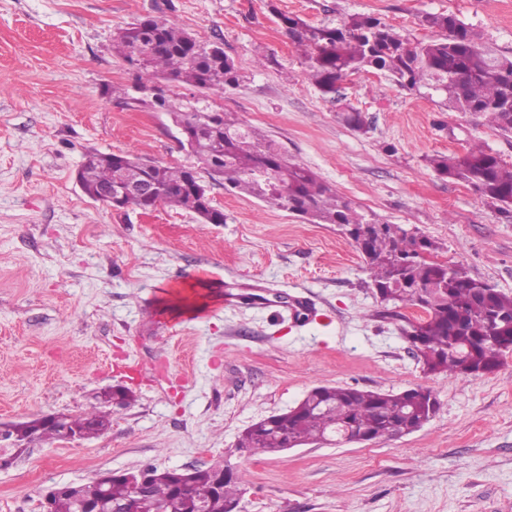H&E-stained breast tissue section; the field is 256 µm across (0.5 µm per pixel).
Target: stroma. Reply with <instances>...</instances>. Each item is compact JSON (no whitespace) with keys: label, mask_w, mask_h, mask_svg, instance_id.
<instances>
[{"label":"stroma","mask_w":512,"mask_h":512,"mask_svg":"<svg viewBox=\"0 0 512 512\" xmlns=\"http://www.w3.org/2000/svg\"><path fill=\"white\" fill-rule=\"evenodd\" d=\"M424 12L455 14L512 54V0H0V433L131 393L104 434L32 444L0 469V512H41L51 487L106 473L209 467L317 386H424L438 411L396 438L238 457L243 512H512V352L482 377L426 372L338 225L219 183L220 224L166 206L116 212L76 181L91 150L196 165L168 113L112 93L134 83L117 28L169 19L223 38L239 75L213 94L225 111L364 210L436 241L435 259L512 294V223L426 163L474 140L512 163V134L374 70L323 96L280 21L365 13L425 40ZM348 106L366 131L343 121ZM256 280L260 303L226 302V287ZM179 291L202 310L177 305ZM294 296L312 312L296 315Z\"/></svg>","instance_id":"35a3bbf8"}]
</instances>
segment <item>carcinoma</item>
Wrapping results in <instances>:
<instances>
[{
  "label": "carcinoma",
  "mask_w": 512,
  "mask_h": 512,
  "mask_svg": "<svg viewBox=\"0 0 512 512\" xmlns=\"http://www.w3.org/2000/svg\"><path fill=\"white\" fill-rule=\"evenodd\" d=\"M288 36L302 52L308 79L324 95H334L344 76L361 70L383 72L401 89L443 97L442 105L476 112L488 124L512 134V56L498 55L473 28L454 14L425 12L419 26L435 32L428 41L401 34L381 18L350 15L334 26H311L299 18L280 16ZM115 48L136 71L129 108L150 105L181 119L192 140L199 167H174L128 154L91 152L78 171L84 194L116 184L125 168L137 179L152 182L160 203L190 211L205 224L224 223L204 191L202 175L230 191L310 217L315 224H337L364 258L369 278L385 305L383 314L405 322L401 331L430 373L480 377L497 371L512 350V295L477 280L456 261L422 256L437 251L399 224L379 221L321 181L312 171L286 161L275 142L259 127L244 125L206 95L238 83L233 60L218 38L202 42L169 20L147 19L121 29ZM181 82L199 96L179 102L168 84ZM140 89L151 90L139 95ZM428 165L441 177L464 182L478 191L507 220H512V164L486 145L462 154L432 155ZM420 308L412 320L401 310ZM438 410L433 392L422 386L389 393L343 386L311 389L292 409L271 415L247 428L237 447L248 453H276L288 437L304 441L341 438L346 431L372 441L392 427L400 434L421 428ZM96 437L110 424L99 407L65 421ZM8 451L17 456L36 441L63 439L59 426L43 419L21 422L7 432ZM153 480L140 512H157L185 499L183 512H228L245 490L235 470L216 479L211 468H194L185 479L168 470L148 468ZM90 512H113L133 496L129 483L112 478L99 494L85 484Z\"/></svg>",
  "instance_id": "1"
}]
</instances>
